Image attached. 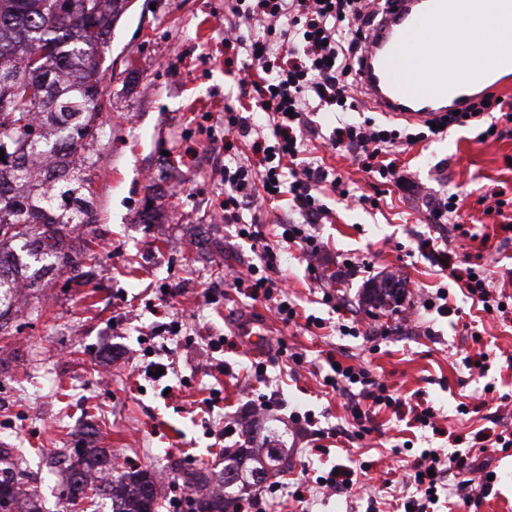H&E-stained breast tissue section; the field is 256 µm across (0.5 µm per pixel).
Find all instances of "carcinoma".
I'll return each instance as SVG.
<instances>
[{
    "instance_id": "obj_1",
    "label": "carcinoma",
    "mask_w": 512,
    "mask_h": 512,
    "mask_svg": "<svg viewBox=\"0 0 512 512\" xmlns=\"http://www.w3.org/2000/svg\"><path fill=\"white\" fill-rule=\"evenodd\" d=\"M127 0H0V258L13 256L21 243L34 247V258L51 260L83 277L84 256L60 247L65 233L96 222L88 207L90 172L95 161L84 153L102 136V52L110 42L112 23L125 12ZM58 156V166L42 176L28 164L39 155ZM368 301L382 306L395 298L390 280L368 289ZM9 448H0V512H42L17 507L20 471L10 462ZM65 497L83 501L90 494L111 496L112 512H155L156 476L148 468L112 469L106 488L89 482L94 465L110 466L105 448H83L65 456ZM255 466L253 480L265 481L279 462L253 452H224L219 479L226 488L212 494L193 472L184 481L196 488L190 512H228L229 489L246 485V461Z\"/></svg>"
}]
</instances>
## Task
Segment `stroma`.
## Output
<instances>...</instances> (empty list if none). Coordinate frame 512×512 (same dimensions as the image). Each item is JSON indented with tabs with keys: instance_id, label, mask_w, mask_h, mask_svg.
I'll use <instances>...</instances> for the list:
<instances>
[{
	"instance_id": "stroma-1",
	"label": "stroma",
	"mask_w": 512,
	"mask_h": 512,
	"mask_svg": "<svg viewBox=\"0 0 512 512\" xmlns=\"http://www.w3.org/2000/svg\"><path fill=\"white\" fill-rule=\"evenodd\" d=\"M104 58L105 133L91 149L97 221L64 242L66 251L91 249L96 258L86 261L79 280L51 267H20L29 288L8 335H0V448L15 449L44 512H112L104 495L89 507L65 501L63 466L45 449L64 450L81 438L136 467L171 472L160 493L162 512H172L184 472L221 471L225 449L269 435L288 451L279 480L291 487L312 467L372 465L352 491L311 492L306 503L289 502L283 512H396L401 480L428 448L477 455L497 480L475 512H512V452H482L473 440L481 430L512 432V318L482 311L441 261L447 252L469 255L512 296V238L502 229L512 222V134L481 142L479 127L470 125L408 147L397 163L411 184L399 188L323 145L340 122L382 120L368 98L355 112L312 113L306 157L342 176L354 194L378 196L379 206L325 197L329 216L317 227L323 253L310 263L286 256L280 274L301 314L323 318L324 326L286 325L229 286L256 254L233 243L219 219L224 145L236 140L222 120L225 108L239 105L238 77L224 66V0H130ZM205 112L218 122L212 144L198 132ZM495 191L510 204L503 215H484L479 199ZM449 193L458 196L464 222L475 224L476 240L431 222L430 200ZM243 218L272 237L277 224L301 216L287 202L253 197L243 204ZM349 261L355 270H346ZM317 270L335 274L336 307L320 304ZM385 277L401 283V305L371 309L366 290ZM163 284L175 291L171 310L186 314L176 336L162 329L167 314L150 306ZM210 288L222 291L217 302L206 301ZM440 288L454 314L423 309L424 298ZM250 316L270 331L268 349L257 354L236 340L237 322ZM339 322L356 326L357 335H340ZM220 335L232 345L212 351L209 341ZM282 341L306 356L298 376L286 372ZM330 355L364 365L400 398L401 409L375 410L372 433L351 436L347 397L327 395L323 386ZM467 356L482 357L484 370L465 368ZM151 359L172 363L173 374L142 376ZM255 360L267 367L260 391L273 404L259 416L243 383L215 370L224 362L243 373ZM105 368L111 377L104 384ZM488 384L495 398L479 405ZM214 388L222 393L218 407L200 409ZM414 406L433 408L435 428L409 427ZM306 411L327 434V456L309 454L317 431L303 432L294 420ZM228 422L235 434L220 436Z\"/></svg>"
}]
</instances>
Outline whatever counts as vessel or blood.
Returning <instances> with one entry per match:
<instances>
[{
  "label": "vessel or blood",
  "instance_id": "b4317fda",
  "mask_svg": "<svg viewBox=\"0 0 512 512\" xmlns=\"http://www.w3.org/2000/svg\"><path fill=\"white\" fill-rule=\"evenodd\" d=\"M457 9V0H425L419 9L414 0H391L368 34L369 48L358 73L379 111L423 122L465 108L495 87L512 84L511 52L498 54L489 67L471 64L449 70L455 49L467 38L455 23ZM407 46L415 47L420 66L430 70L426 83H415L404 72L398 55ZM237 334L256 351L269 342L267 326L260 322L244 323Z\"/></svg>",
  "mask_w": 512,
  "mask_h": 512
}]
</instances>
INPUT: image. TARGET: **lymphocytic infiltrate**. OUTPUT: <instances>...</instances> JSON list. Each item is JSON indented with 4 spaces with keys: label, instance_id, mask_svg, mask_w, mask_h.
I'll list each match as a JSON object with an SVG mask.
<instances>
[{
    "label": "lymphocytic infiltrate",
    "instance_id": "f902f5d3",
    "mask_svg": "<svg viewBox=\"0 0 512 512\" xmlns=\"http://www.w3.org/2000/svg\"><path fill=\"white\" fill-rule=\"evenodd\" d=\"M372 0H224L225 41L235 43L257 68L242 80L243 97L259 103L265 124L234 108H226L224 125L237 131L252 153L262 154L263 166L251 168L235 153L224 156V221L242 233L244 242L260 246L258 263L252 264L247 278H234L252 300L271 304L283 323L295 321L298 311L290 303L288 291L278 280L286 247L296 246L308 258L321 254L322 241L314 226L325 219L322 199L327 193L350 198L341 177H328L321 166L305 161L287 168L286 159L301 152L302 134L308 115L320 110L351 112L356 108L354 93L359 62L367 50V30L377 14ZM267 19L265 40H248L240 32L242 21ZM434 125L398 128L388 123L343 122L328 136L331 149L352 153L367 173L385 182L402 184L391 157L402 145L417 144L433 135ZM277 200L291 197L292 210L303 221L284 227L279 244H269L260 225L245 223L240 208L253 194ZM333 389L358 393L375 406L395 407L397 398L385 383L377 382L361 367L342 365L333 369ZM475 464L469 455L453 452L441 455L434 449L422 452L411 466L409 478L414 495L403 498L402 512H427L444 486L446 474L462 477L457 487L458 507L470 512L478 506L490 487L489 480L474 484L467 474Z\"/></svg>",
    "mask_w": 512,
    "mask_h": 512
}]
</instances>
